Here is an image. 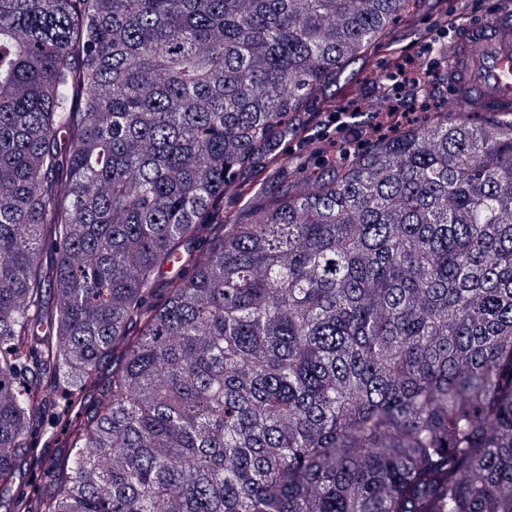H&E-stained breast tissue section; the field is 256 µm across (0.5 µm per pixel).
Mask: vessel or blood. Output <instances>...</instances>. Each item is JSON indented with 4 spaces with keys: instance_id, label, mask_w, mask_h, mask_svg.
Returning a JSON list of instances; mask_svg holds the SVG:
<instances>
[{
    "instance_id": "vessel-or-blood-1",
    "label": "vessel or blood",
    "mask_w": 512,
    "mask_h": 512,
    "mask_svg": "<svg viewBox=\"0 0 512 512\" xmlns=\"http://www.w3.org/2000/svg\"><path fill=\"white\" fill-rule=\"evenodd\" d=\"M449 115L476 102L488 112L512 111V12L495 13L461 38L448 63Z\"/></svg>"
}]
</instances>
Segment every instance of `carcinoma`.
<instances>
[{
    "label": "carcinoma",
    "mask_w": 512,
    "mask_h": 512,
    "mask_svg": "<svg viewBox=\"0 0 512 512\" xmlns=\"http://www.w3.org/2000/svg\"><path fill=\"white\" fill-rule=\"evenodd\" d=\"M410 2L0 0V488L98 392L11 512H512V117L224 216Z\"/></svg>",
    "instance_id": "obj_1"
}]
</instances>
